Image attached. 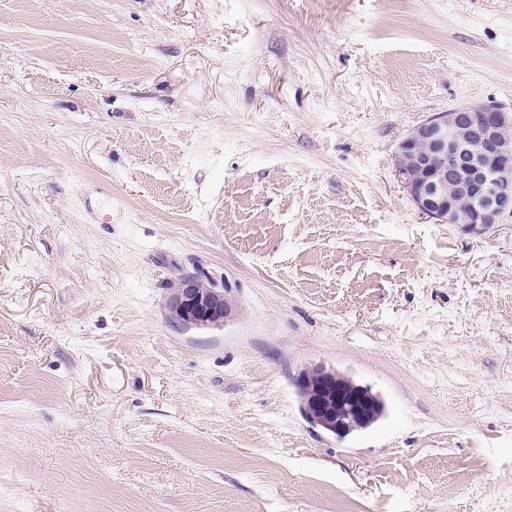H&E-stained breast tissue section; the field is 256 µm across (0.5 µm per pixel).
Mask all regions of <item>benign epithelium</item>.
Returning a JSON list of instances; mask_svg holds the SVG:
<instances>
[{
  "mask_svg": "<svg viewBox=\"0 0 512 512\" xmlns=\"http://www.w3.org/2000/svg\"><path fill=\"white\" fill-rule=\"evenodd\" d=\"M395 160L414 205L432 219L445 222L464 209L462 225L481 233L512 214L502 205L512 189L502 184L512 177V117L501 108L475 103L434 113L399 141ZM170 290L168 306L182 326H221L233 316L227 289L184 276ZM321 370L306 416L345 435L361 419L367 389L350 392L338 386L334 369Z\"/></svg>",
  "mask_w": 512,
  "mask_h": 512,
  "instance_id": "obj_1",
  "label": "benign epithelium"
}]
</instances>
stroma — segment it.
I'll return each instance as SVG.
<instances>
[{
    "instance_id": "1",
    "label": "stroma",
    "mask_w": 512,
    "mask_h": 512,
    "mask_svg": "<svg viewBox=\"0 0 512 512\" xmlns=\"http://www.w3.org/2000/svg\"><path fill=\"white\" fill-rule=\"evenodd\" d=\"M474 103L512 0H0V512H512V216L395 167ZM320 364L387 417L313 426ZM170 290L168 306L172 317L182 326H221L233 316L228 289L223 291L184 276Z\"/></svg>"
}]
</instances>
